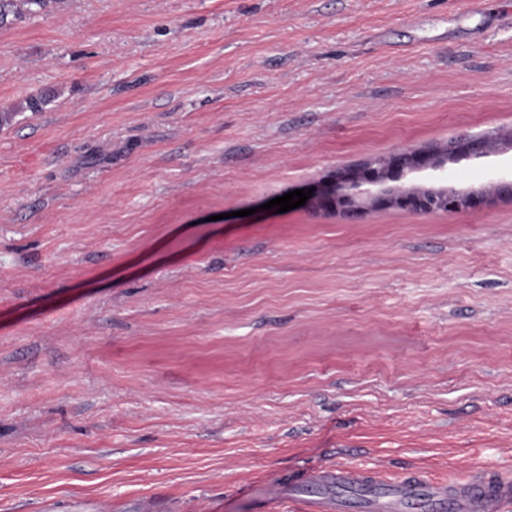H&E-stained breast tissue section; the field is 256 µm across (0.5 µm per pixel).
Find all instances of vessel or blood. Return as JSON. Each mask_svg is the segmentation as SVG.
I'll return each instance as SVG.
<instances>
[{"label":"vessel or blood","mask_w":512,"mask_h":512,"mask_svg":"<svg viewBox=\"0 0 512 512\" xmlns=\"http://www.w3.org/2000/svg\"><path fill=\"white\" fill-rule=\"evenodd\" d=\"M303 481L326 487L373 489L372 505L380 512H423L427 507L432 512H504L512 505V475L492 469L442 481L410 470L382 483L373 474L336 464L305 473Z\"/></svg>","instance_id":"vessel-or-blood-1"}]
</instances>
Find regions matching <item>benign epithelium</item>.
<instances>
[{
    "label": "benign epithelium",
    "instance_id": "7a95c632",
    "mask_svg": "<svg viewBox=\"0 0 512 512\" xmlns=\"http://www.w3.org/2000/svg\"><path fill=\"white\" fill-rule=\"evenodd\" d=\"M496 147L493 134L463 136L443 147L405 149L370 159L355 168L338 169L315 185L305 206L340 210L358 215L372 208H397L417 213L460 212L473 209L492 195L512 198V173H495L480 188L448 185L444 175L448 160L458 156L485 157ZM430 171L429 186H392L388 181L414 171Z\"/></svg>",
    "mask_w": 512,
    "mask_h": 512
}]
</instances>
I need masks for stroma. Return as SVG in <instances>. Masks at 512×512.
Masks as SVG:
<instances>
[{
  "mask_svg": "<svg viewBox=\"0 0 512 512\" xmlns=\"http://www.w3.org/2000/svg\"><path fill=\"white\" fill-rule=\"evenodd\" d=\"M39 95V111L20 109ZM0 512H298L512 474V199L268 201L512 135V0H54L0 27ZM512 169V145L447 163Z\"/></svg>",
  "mask_w": 512,
  "mask_h": 512,
  "instance_id": "stroma-1",
  "label": "stroma"
}]
</instances>
